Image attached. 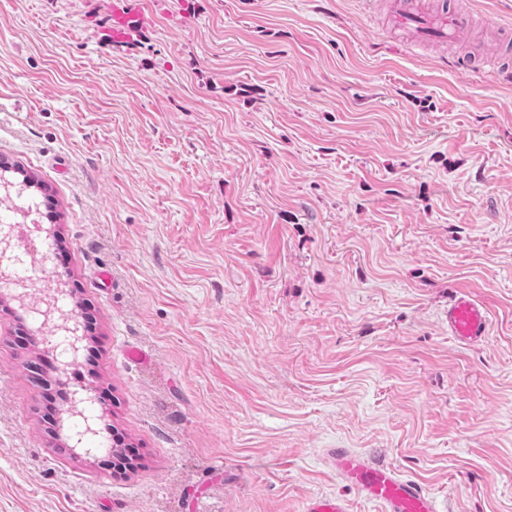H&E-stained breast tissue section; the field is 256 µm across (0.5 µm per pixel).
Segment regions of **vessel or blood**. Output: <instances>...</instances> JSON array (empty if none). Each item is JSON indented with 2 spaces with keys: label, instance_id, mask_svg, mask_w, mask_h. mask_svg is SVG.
Returning <instances> with one entry per match:
<instances>
[{
  "label": "vessel or blood",
  "instance_id": "vessel-or-blood-1",
  "mask_svg": "<svg viewBox=\"0 0 512 512\" xmlns=\"http://www.w3.org/2000/svg\"><path fill=\"white\" fill-rule=\"evenodd\" d=\"M392 18L419 42L453 40L460 27L455 13L424 15L408 8L404 0H393ZM144 21L135 0H116L112 8L113 40L131 38ZM489 322L487 308L469 293L459 292L450 300L448 331L460 344L480 342L488 332ZM323 457L345 486L377 504L380 512H440L435 496L419 480L404 475L396 467L373 462L350 448H327ZM304 512H349V509L346 498L339 493L310 498Z\"/></svg>",
  "mask_w": 512,
  "mask_h": 512
}]
</instances>
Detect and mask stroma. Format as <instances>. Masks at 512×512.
Returning <instances> with one entry per match:
<instances>
[{
  "mask_svg": "<svg viewBox=\"0 0 512 512\" xmlns=\"http://www.w3.org/2000/svg\"><path fill=\"white\" fill-rule=\"evenodd\" d=\"M140 2L118 47L112 0H0V163L46 185L35 270L97 349L36 386L0 290V512H379L326 448L512 512V0H421L469 19L425 46L389 0ZM65 384L139 467L73 445ZM489 322L487 308L466 291H460L448 303V331L462 345L480 342ZM108 433L112 437V444L115 447L122 448V453L119 456H115L117 461L111 462L112 470L122 473V471L131 465L133 460L138 458V450L137 448H133L130 444H125V438L116 429H110ZM304 512H349L348 503L343 494L320 495L310 498Z\"/></svg>",
  "mask_w": 512,
  "mask_h": 512,
  "instance_id": "obj_1",
  "label": "stroma"
}]
</instances>
